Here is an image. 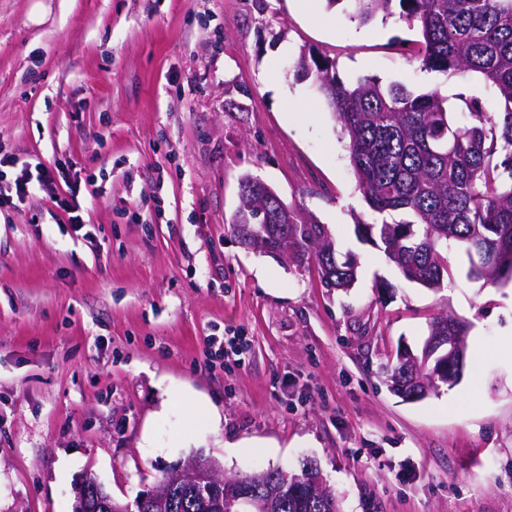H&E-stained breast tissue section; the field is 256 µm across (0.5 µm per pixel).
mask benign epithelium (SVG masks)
<instances>
[{"label":"benign epithelium","mask_w":512,"mask_h":512,"mask_svg":"<svg viewBox=\"0 0 512 512\" xmlns=\"http://www.w3.org/2000/svg\"><path fill=\"white\" fill-rule=\"evenodd\" d=\"M448 361L453 363L455 370H460L466 354L465 337L457 334V329H448ZM164 479L169 481L190 480L207 489L216 498L218 506L224 512H266L267 503L258 498L245 484H239L232 491L224 490L216 471L199 457L184 462H177L163 472ZM164 484H157L140 494L131 503L114 505L111 498L105 496L104 486L91 472L85 473L74 486V512H140L149 502L161 500Z\"/></svg>","instance_id":"7a95c632"}]
</instances>
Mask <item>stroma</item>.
<instances>
[{
	"label": "stroma",
	"instance_id": "35a3bbf8",
	"mask_svg": "<svg viewBox=\"0 0 512 512\" xmlns=\"http://www.w3.org/2000/svg\"><path fill=\"white\" fill-rule=\"evenodd\" d=\"M419 39L325 0H0V157L12 180L52 172L0 206V512H74L86 472L131 501L197 453L231 475L317 464L342 512H512V358L493 356L512 349V282L469 278L452 250L433 291L361 241L376 215L294 71L310 51L346 81L499 111L477 74L422 69ZM247 174L355 256L353 288L238 244ZM69 182L91 193L85 238L58 206ZM443 312L468 325L464 373L403 400L385 370ZM169 381L208 397L220 430L184 403L161 416Z\"/></svg>",
	"mask_w": 512,
	"mask_h": 512
}]
</instances>
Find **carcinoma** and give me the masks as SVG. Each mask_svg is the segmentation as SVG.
I'll return each mask as SVG.
<instances>
[{
  "mask_svg": "<svg viewBox=\"0 0 512 512\" xmlns=\"http://www.w3.org/2000/svg\"><path fill=\"white\" fill-rule=\"evenodd\" d=\"M346 2L360 25L395 14L417 23L422 68L448 75L479 74L493 88L500 111L488 112L478 97L462 99L468 120L449 112L436 92L416 94L403 84L383 85L365 76L347 85L334 65L316 54L299 56L296 71L314 78L347 140L359 189L381 221L359 224L360 237L382 249L403 276L441 289L453 280L448 250L465 254L468 277L496 285L512 273V0H326ZM244 213L230 217L232 233L245 237L263 226L270 247L288 240V263L315 268L325 288L345 290L357 280V261L341 254L325 225L288 205L277 193H248ZM288 208V223L266 224L263 206ZM448 374V344L410 367L394 366L392 390L420 400ZM307 463L290 475L269 469L254 478L272 512H340L327 488L311 492ZM149 512H216L210 499L178 486Z\"/></svg>",
  "mask_w": 512,
  "mask_h": 512,
  "instance_id": "1",
  "label": "carcinoma"
}]
</instances>
